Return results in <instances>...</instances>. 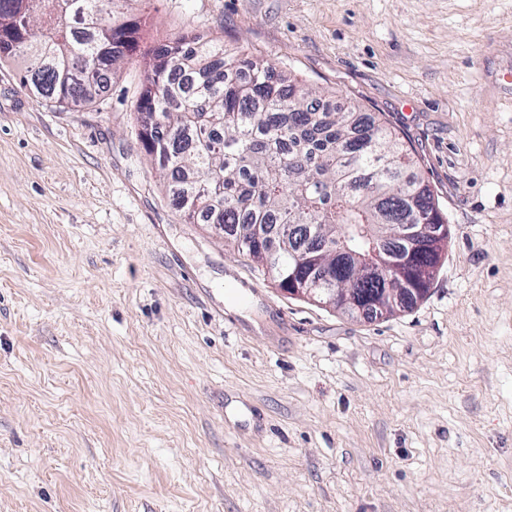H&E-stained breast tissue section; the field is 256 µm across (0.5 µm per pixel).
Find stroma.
<instances>
[{"instance_id": "1", "label": "stroma", "mask_w": 512, "mask_h": 512, "mask_svg": "<svg viewBox=\"0 0 512 512\" xmlns=\"http://www.w3.org/2000/svg\"><path fill=\"white\" fill-rule=\"evenodd\" d=\"M377 113L448 215L428 295L365 321L186 223L147 74L36 101L0 63V512H512V0H130Z\"/></svg>"}]
</instances>
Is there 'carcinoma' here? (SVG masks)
<instances>
[{"mask_svg":"<svg viewBox=\"0 0 512 512\" xmlns=\"http://www.w3.org/2000/svg\"><path fill=\"white\" fill-rule=\"evenodd\" d=\"M122 0H0V62L21 55L19 83L33 97L92 103L119 64L149 58L136 100L137 137L164 173L171 204L185 221L224 225V243L267 269L330 276L367 291L384 287L371 263L373 232L407 248L401 224H446L431 184L397 134L356 105L324 112L328 92L213 39L179 35L141 50V16ZM306 226L302 247L317 269L297 266L288 227ZM341 245L361 266L332 257ZM442 256L434 243L414 252L422 276Z\"/></svg>","mask_w":512,"mask_h":512,"instance_id":"obj_1","label":"carcinoma"}]
</instances>
